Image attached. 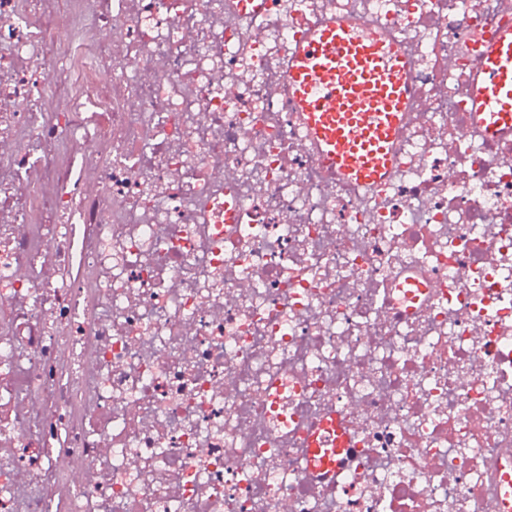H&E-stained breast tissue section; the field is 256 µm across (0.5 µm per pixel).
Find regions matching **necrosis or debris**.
Listing matches in <instances>:
<instances>
[{
	"mask_svg": "<svg viewBox=\"0 0 512 512\" xmlns=\"http://www.w3.org/2000/svg\"><path fill=\"white\" fill-rule=\"evenodd\" d=\"M335 16L410 67L370 191L327 176L282 69ZM507 20L0 0V512H505L512 138L478 132L469 59ZM332 412L326 481L300 457ZM323 430L330 437L334 448H322L321 437H311L306 465L311 473L324 478L335 477L336 455L348 447L349 426L342 416L331 413L323 424Z\"/></svg>",
	"mask_w": 512,
	"mask_h": 512,
	"instance_id": "obj_1",
	"label": "necrosis or debris"
}]
</instances>
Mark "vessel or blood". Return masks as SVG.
<instances>
[{
    "label": "vessel or blood",
    "mask_w": 512,
    "mask_h": 512,
    "mask_svg": "<svg viewBox=\"0 0 512 512\" xmlns=\"http://www.w3.org/2000/svg\"><path fill=\"white\" fill-rule=\"evenodd\" d=\"M474 64L480 123L491 136H512V27L485 41ZM282 67L306 138L329 175L360 190L386 181L412 101L401 49L357 35L350 19L332 18L296 39ZM323 429L332 445L311 437L307 468L328 478L348 445L349 426L333 413Z\"/></svg>",
    "instance_id": "vessel-or-blood-1"
}]
</instances>
